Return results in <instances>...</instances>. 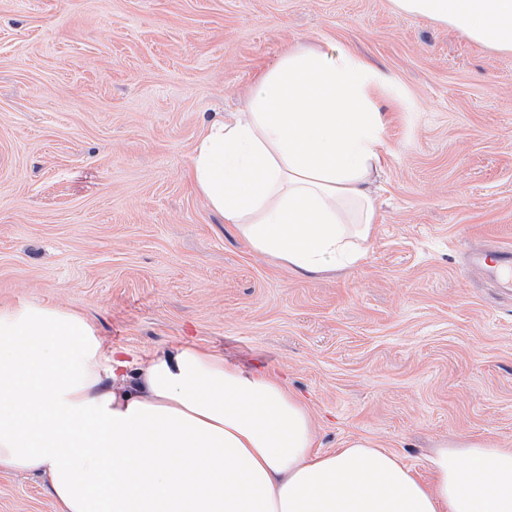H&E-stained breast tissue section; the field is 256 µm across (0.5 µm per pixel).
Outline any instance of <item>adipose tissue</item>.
Segmentation results:
<instances>
[{"mask_svg":"<svg viewBox=\"0 0 512 512\" xmlns=\"http://www.w3.org/2000/svg\"><path fill=\"white\" fill-rule=\"evenodd\" d=\"M393 3L512 51V0ZM376 78L334 46L289 49L203 128L189 179L254 252L306 276L355 267L386 152ZM315 442L269 374L189 345L130 358L76 312L0 308V472H38L60 512H512V448L448 445L424 483L372 440Z\"/></svg>","mask_w":512,"mask_h":512,"instance_id":"ef3b65f1","label":"adipose tissue"}]
</instances>
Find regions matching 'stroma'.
Masks as SVG:
<instances>
[{
  "mask_svg": "<svg viewBox=\"0 0 512 512\" xmlns=\"http://www.w3.org/2000/svg\"><path fill=\"white\" fill-rule=\"evenodd\" d=\"M372 66L387 155L360 263L297 275L184 176L203 124L288 48ZM512 52L392 0H0V307L81 313L144 357L192 344L285 381L319 451L367 438L430 481L461 439L512 446ZM0 512H59L0 473ZM473 260L483 268L489 267L496 270L498 276L505 269H512V250L489 249L476 253Z\"/></svg>",
  "mask_w": 512,
  "mask_h": 512,
  "instance_id": "1",
  "label": "stroma"
}]
</instances>
